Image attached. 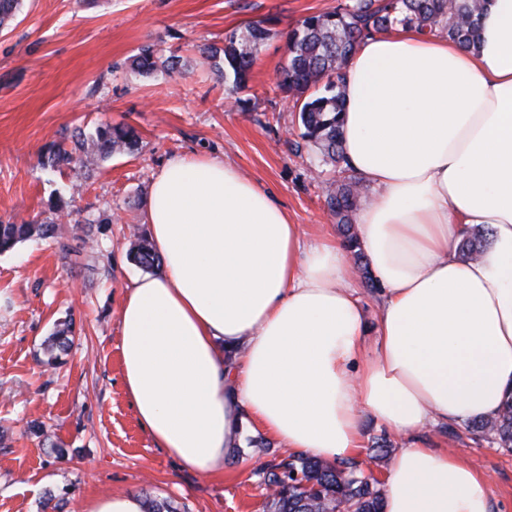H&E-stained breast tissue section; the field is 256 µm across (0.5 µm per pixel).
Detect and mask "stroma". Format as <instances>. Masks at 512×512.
<instances>
[{"instance_id":"stroma-1","label":"stroma","mask_w":512,"mask_h":512,"mask_svg":"<svg viewBox=\"0 0 512 512\" xmlns=\"http://www.w3.org/2000/svg\"><path fill=\"white\" fill-rule=\"evenodd\" d=\"M344 0H21L0 29V221H57L61 241L30 239L0 254V512H76L86 499L133 493L177 512H261L259 470L287 456L275 439L224 457V473L181 470L138 422L123 386L120 306L136 238L147 235L152 181L172 157L217 158L268 187L309 237L336 232L326 198L335 179L303 143L298 109L276 88L288 30ZM268 21L250 81L240 95L199 55L250 21ZM178 55V70L143 75L130 59L142 46ZM241 97L248 109L233 104ZM133 127L134 152L60 171L38 161L73 127ZM64 197L65 217L51 201ZM74 323L59 365L43 345ZM355 459L383 479L405 436L363 415ZM392 451L377 452L378 438ZM421 440L463 455L489 479L493 512H512V452L474 444L466 424H435ZM65 449L56 458L54 446Z\"/></svg>"}]
</instances>
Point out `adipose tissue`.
I'll list each match as a JSON object with an SVG mask.
<instances>
[{"label": "adipose tissue", "instance_id": "adipose-tissue-1", "mask_svg": "<svg viewBox=\"0 0 512 512\" xmlns=\"http://www.w3.org/2000/svg\"><path fill=\"white\" fill-rule=\"evenodd\" d=\"M343 91L344 155L371 192L356 223L375 326L342 242L306 241L224 162L176 157L147 212L161 270L131 278L121 306L125 391L193 473L223 474L247 425L294 453L353 456L366 412L411 439L382 512H491L487 476L418 434L512 398V0H486L470 49L408 27L363 38ZM473 226L492 239L467 259ZM350 262H351V268L353 271L354 281L357 283L356 290L358 292V295L360 296L365 313L366 318L370 326H374L376 323L377 313H378V307H377V292L373 288H376L375 283L373 280L368 277V280L371 282L370 287H367L364 282V277L362 275L361 270L357 267V265L354 263V260L350 256Z\"/></svg>", "mask_w": 512, "mask_h": 512}]
</instances>
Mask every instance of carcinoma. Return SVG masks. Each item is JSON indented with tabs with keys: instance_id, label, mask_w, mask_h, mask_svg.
Segmentation results:
<instances>
[{
	"instance_id": "cac0c4a2",
	"label": "carcinoma",
	"mask_w": 512,
	"mask_h": 512,
	"mask_svg": "<svg viewBox=\"0 0 512 512\" xmlns=\"http://www.w3.org/2000/svg\"><path fill=\"white\" fill-rule=\"evenodd\" d=\"M484 0H349L332 10L305 17L287 35L288 58L280 68L276 88L285 97L301 98L308 90L322 87L300 106L301 139L317 147L321 161L344 174L327 197V206L336 219L347 250L363 269L367 259L358 242L350 213L362 188L361 179L349 166L342 149L341 114L343 70L355 45L374 32L387 31L397 25L423 33L451 39L464 47L479 41V17ZM19 0H0V28L15 17ZM270 29L263 21L249 22L241 30L224 36V46L199 47L201 57L211 65L230 92L247 86L257 60L259 47ZM179 59L171 55L160 60L154 49L140 48L131 59V67L142 74L162 68L177 69ZM73 147L60 143L42 156L41 164L53 170L79 165L82 157L96 154L109 157L114 152H132L138 145L134 128L101 124L94 134L76 128L71 134ZM56 223L0 222V254L13 250L18 243L39 236L58 237ZM489 231L466 236L459 245L462 255H479ZM135 261L146 270L159 267L160 258L147 240H142L134 254ZM72 324L59 329L47 347V363L71 345ZM468 429L473 438L488 440L501 448L512 449V398L493 419H474ZM263 483L275 492L263 502L262 512H381V494L377 481L364 476L354 461L331 464L320 457L289 455L272 461L261 469Z\"/></svg>"
}]
</instances>
